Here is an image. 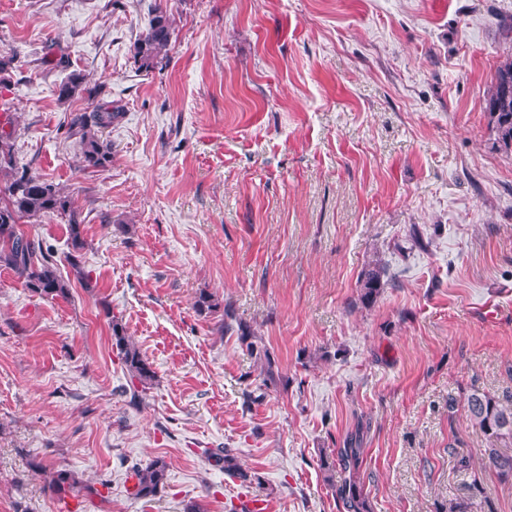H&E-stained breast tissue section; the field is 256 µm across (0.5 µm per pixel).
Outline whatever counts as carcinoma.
<instances>
[{
  "instance_id": "cac0c4a2",
  "label": "carcinoma",
  "mask_w": 512,
  "mask_h": 512,
  "mask_svg": "<svg viewBox=\"0 0 512 512\" xmlns=\"http://www.w3.org/2000/svg\"><path fill=\"white\" fill-rule=\"evenodd\" d=\"M174 34V20L162 7H156L148 27L133 44V58L138 69L148 73L157 68ZM55 93L61 102L77 96L94 99L98 97L99 88L89 86L82 71L73 69L58 84ZM485 111L494 133L495 147L504 153H512V56L500 63L495 71ZM122 116L123 108L115 104H99L90 112L71 114L66 134L69 138L79 139L81 152L77 162L82 169H104L112 164V144L102 138L101 132ZM4 122L9 126V132L0 131V266L22 278L31 293L43 299H66L71 283L58 271L52 246L25 237L19 230V221L54 215L66 217L70 244L68 261L76 272L77 280L85 284L87 276L79 260L86 247L80 207L72 196L57 185L36 175L28 166L18 164L16 118L7 112ZM387 284L388 268L385 265L376 262L368 266L360 279L361 304H373ZM194 307L201 315H220V333L233 330L229 320L235 318V314L229 304L223 305L212 294L202 291L196 297ZM111 330L112 347L130 377L133 386L131 398L136 399L139 392L146 391L154 380L155 371L118 319L111 320ZM466 404L473 425L486 436L487 448L484 449L482 467L494 471L501 482H512V408L503 406L495 396L478 391L467 395ZM360 445V437L351 436L344 441L343 447L336 449V454H326L320 458L321 468L328 472L325 481L345 512H371L368 496L358 481L364 462V449ZM448 452L455 456L457 468L470 474L472 501L450 499L441 507V512H472L474 499H487L483 481L470 457L460 454L452 445L448 446ZM205 454L209 465L242 483L249 480L248 471L231 449L210 448ZM168 469L169 465L163 457H156L146 466L136 468L132 474L134 498L152 501L159 497L167 486ZM35 470L46 473L49 488L62 499L81 492L99 494L98 489L66 469L49 471L37 464ZM336 470L342 474L338 481L332 475Z\"/></svg>"
}]
</instances>
